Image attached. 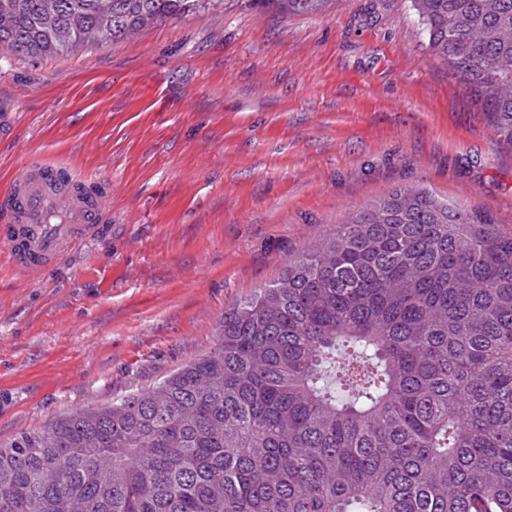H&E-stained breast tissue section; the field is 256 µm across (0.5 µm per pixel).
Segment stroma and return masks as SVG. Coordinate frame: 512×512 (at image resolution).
Masks as SVG:
<instances>
[{"label": "stroma", "mask_w": 512, "mask_h": 512, "mask_svg": "<svg viewBox=\"0 0 512 512\" xmlns=\"http://www.w3.org/2000/svg\"><path fill=\"white\" fill-rule=\"evenodd\" d=\"M425 43L411 0H221L0 53V197L34 156L109 186L56 265L26 276L0 247V443L204 356L225 309L398 187L512 229V145ZM273 7L288 9L293 14H318L329 0H260Z\"/></svg>", "instance_id": "stroma-1"}]
</instances>
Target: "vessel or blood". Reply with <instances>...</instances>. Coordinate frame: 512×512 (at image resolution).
<instances>
[{"mask_svg": "<svg viewBox=\"0 0 512 512\" xmlns=\"http://www.w3.org/2000/svg\"><path fill=\"white\" fill-rule=\"evenodd\" d=\"M106 188L67 167L28 166L0 199V243L14 267L38 273L94 235L104 210Z\"/></svg>", "mask_w": 512, "mask_h": 512, "instance_id": "obj_1", "label": "vessel or blood"}]
</instances>
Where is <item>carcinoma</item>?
<instances>
[{
	"label": "carcinoma",
	"mask_w": 512,
	"mask_h": 512,
	"mask_svg": "<svg viewBox=\"0 0 512 512\" xmlns=\"http://www.w3.org/2000/svg\"><path fill=\"white\" fill-rule=\"evenodd\" d=\"M206 2L0 0V50L103 44ZM411 2L512 144V0ZM0 512H512V231L395 190L224 310L208 355L0 444Z\"/></svg>",
	"instance_id": "cac0c4a2"
}]
</instances>
